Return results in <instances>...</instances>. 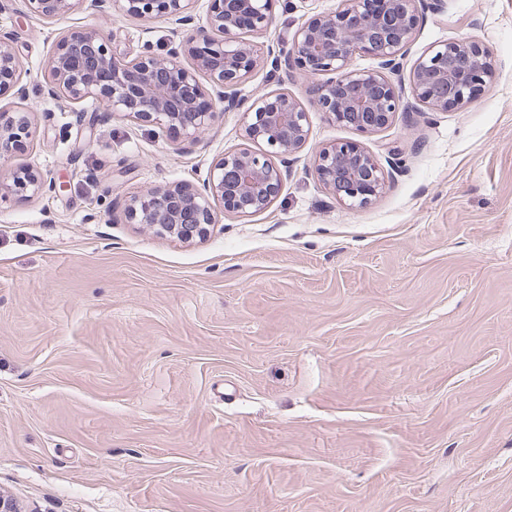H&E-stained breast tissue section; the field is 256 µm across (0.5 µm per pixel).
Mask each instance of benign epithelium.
<instances>
[{
	"label": "benign epithelium",
	"instance_id": "obj_1",
	"mask_svg": "<svg viewBox=\"0 0 512 512\" xmlns=\"http://www.w3.org/2000/svg\"><path fill=\"white\" fill-rule=\"evenodd\" d=\"M40 20L57 21L80 6L102 17L135 16L163 20L175 38L163 56L146 49L130 57L110 52L102 33L83 28L55 41L42 85L43 98L56 102L90 101L102 112L153 123L179 135L183 146L197 144L215 119L241 114L248 140L262 142L225 152L210 163L199 184L172 183L134 196L124 208L130 224L183 242L205 237L221 223L217 206L244 216L268 209L280 193L288 168L308 142L309 115L286 91L243 97L261 58L259 43L245 35H263L274 24L273 0H206L204 22L197 21L195 0H24ZM423 0H349V8L310 18L274 57V68L306 79L305 94L332 122L362 134L375 133L399 112L420 104L444 112L471 100L491 78L487 49L466 39L437 44L419 56L409 74L412 101L404 100L399 75L418 31ZM378 60L376 69L353 67L354 54ZM208 83L200 80V75ZM14 89L23 101L27 87L20 61L6 33H0V89ZM34 137L28 111L0 112V161ZM323 187L349 206H362L384 189L383 170L359 142H334L314 157ZM53 188L29 165L12 169L7 192L23 201Z\"/></svg>",
	"mask_w": 512,
	"mask_h": 512
}]
</instances>
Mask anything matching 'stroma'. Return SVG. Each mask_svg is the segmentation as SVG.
<instances>
[{
    "instance_id": "stroma-1",
    "label": "stroma",
    "mask_w": 512,
    "mask_h": 512,
    "mask_svg": "<svg viewBox=\"0 0 512 512\" xmlns=\"http://www.w3.org/2000/svg\"><path fill=\"white\" fill-rule=\"evenodd\" d=\"M342 0H274L270 42ZM165 54L166 22L0 0L33 140L0 166L52 180L0 199V494L22 512H512V0L425 8L408 58L467 37L471 102L359 135L310 111L265 211L183 243L126 223L130 195L204 179L246 145L225 113L177 150L157 126L58 108L59 34ZM360 140L387 177L337 201L314 152Z\"/></svg>"
}]
</instances>
